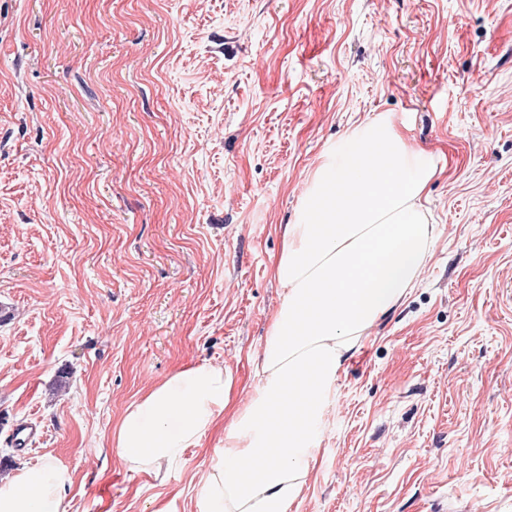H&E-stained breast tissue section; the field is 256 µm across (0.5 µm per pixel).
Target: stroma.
I'll return each instance as SVG.
<instances>
[{"mask_svg": "<svg viewBox=\"0 0 512 512\" xmlns=\"http://www.w3.org/2000/svg\"><path fill=\"white\" fill-rule=\"evenodd\" d=\"M383 113L438 234L290 512H512V0H0V481L52 458L66 512H196L216 437L159 480L112 431L189 365L247 399L280 227Z\"/></svg>", "mask_w": 512, "mask_h": 512, "instance_id": "obj_1", "label": "stroma"}]
</instances>
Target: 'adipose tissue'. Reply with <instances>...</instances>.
I'll return each instance as SVG.
<instances>
[{
    "label": "adipose tissue",
    "mask_w": 512,
    "mask_h": 512,
    "mask_svg": "<svg viewBox=\"0 0 512 512\" xmlns=\"http://www.w3.org/2000/svg\"><path fill=\"white\" fill-rule=\"evenodd\" d=\"M437 173L386 113L326 146L300 219L282 225L270 261L282 299L248 399L231 400L224 367L177 370L118 421L112 446L124 464L157 475L214 435L197 512H290L321 453L340 372L413 286L435 241L425 202ZM71 482L54 459L23 465L0 482V512H65Z\"/></svg>",
    "instance_id": "adipose-tissue-1"
}]
</instances>
